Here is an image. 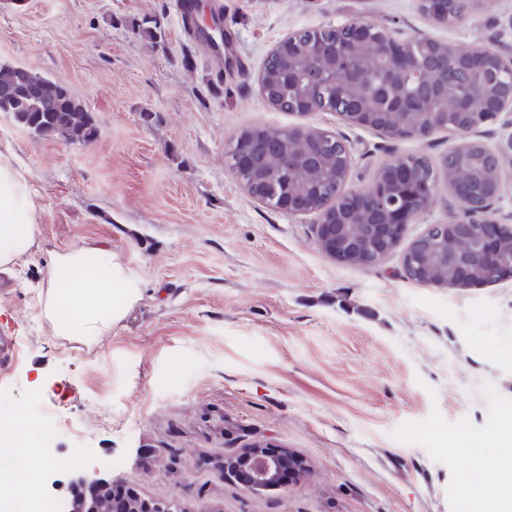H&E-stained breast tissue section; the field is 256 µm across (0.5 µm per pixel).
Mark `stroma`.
I'll use <instances>...</instances> for the list:
<instances>
[{
	"instance_id": "stroma-1",
	"label": "stroma",
	"mask_w": 512,
	"mask_h": 512,
	"mask_svg": "<svg viewBox=\"0 0 512 512\" xmlns=\"http://www.w3.org/2000/svg\"><path fill=\"white\" fill-rule=\"evenodd\" d=\"M217 15L216 54L199 32ZM146 19L162 38L140 31ZM351 19L512 57V0H482L448 26L419 0H202L190 31L178 0H0V63L59 79L99 127L67 146L0 112V160L33 188L37 223L0 268V336L17 345L0 418L37 390L69 420L39 472L43 495L69 500L75 474L100 472L180 512H473L461 468L512 415V281L421 284L399 248L338 264L315 215L258 202L230 165L245 129L299 122L258 86L274 44ZM306 122L351 146L358 190L391 156L437 167L458 142L392 140L331 112ZM457 212L438 178L405 241ZM75 245L110 251L133 291L108 334L58 336L40 314L53 258ZM260 440L301 456L306 476L260 496L226 479L225 459Z\"/></svg>"
}]
</instances>
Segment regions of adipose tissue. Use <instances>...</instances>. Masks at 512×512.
I'll list each match as a JSON object with an SVG mask.
<instances>
[{
  "instance_id": "adipose-tissue-1",
  "label": "adipose tissue",
  "mask_w": 512,
  "mask_h": 512,
  "mask_svg": "<svg viewBox=\"0 0 512 512\" xmlns=\"http://www.w3.org/2000/svg\"><path fill=\"white\" fill-rule=\"evenodd\" d=\"M37 226L29 193L0 162V266L15 262L30 248ZM112 257L104 249L74 246L58 254L50 268L43 313L59 336H101L111 331L114 299L131 291L116 285ZM471 464L493 465L501 472V486L490 492L473 489L475 512H512V431L502 432L495 445L477 447Z\"/></svg>"
}]
</instances>
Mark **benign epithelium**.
Segmentation results:
<instances>
[{
    "mask_svg": "<svg viewBox=\"0 0 512 512\" xmlns=\"http://www.w3.org/2000/svg\"><path fill=\"white\" fill-rule=\"evenodd\" d=\"M429 20L446 26L457 20L448 15L446 0H421ZM349 36L342 41L320 36L300 39L303 31L281 38L268 57L288 62V68L271 72L262 69L257 82L265 91L269 84L288 77V90L297 95L296 116L314 112H335L332 105L312 104L314 90L326 91L331 100L349 102L336 116L343 123L369 129L389 139L427 138L438 131L459 137L454 151L484 152L489 177L473 182L464 177L448 180V190L460 212L446 224H431L427 231L448 234L457 224H474L480 241L469 263L454 268L455 288L482 286L471 279L475 266L497 267L500 280L512 278V265L502 262V233L512 229L500 224L491 206L503 193V164L506 150L493 149L470 135L495 123L512 109V59L485 46L461 52L450 43L426 35L404 41L390 32L362 20L345 23ZM481 77V89L465 98L448 97L462 70ZM464 117L465 123L448 127V112ZM422 112L432 114V122L418 121ZM288 136L305 140V149L293 152L288 141L271 143L255 134H241L232 152V169L241 185L263 203L262 186L281 167L301 174L298 189L284 194L279 209L292 215L317 216L316 240L321 250L342 264L368 266L379 262L398 245L407 224L429 207L436 181L418 176L423 157L396 155L378 170L373 184L364 190H350L347 184L353 153L343 139L327 130L299 123L288 128ZM336 162L337 185L330 200L329 187L313 177L328 159ZM350 224H368L373 251H365L363 241L347 232ZM302 459L285 448L257 442L237 457L224 461V477L236 481L254 496L298 480L305 473ZM71 491L81 494V507L88 512H171L162 501L144 499L131 485L105 477L79 476Z\"/></svg>",
    "mask_w": 512,
    "mask_h": 512,
    "instance_id": "7a95c632",
    "label": "benign epithelium"
}]
</instances>
